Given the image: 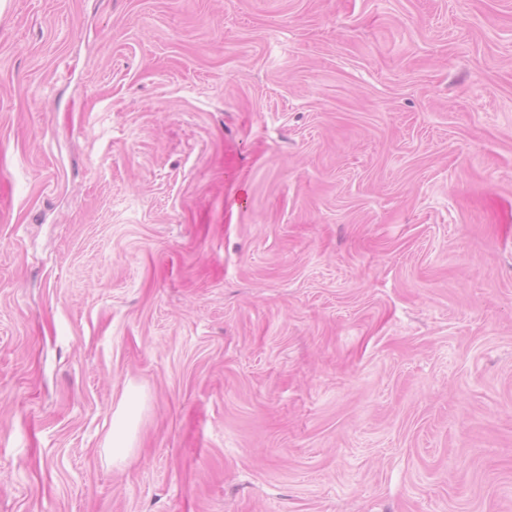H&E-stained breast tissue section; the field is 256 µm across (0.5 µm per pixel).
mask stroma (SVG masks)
I'll return each mask as SVG.
<instances>
[{
  "mask_svg": "<svg viewBox=\"0 0 512 512\" xmlns=\"http://www.w3.org/2000/svg\"><path fill=\"white\" fill-rule=\"evenodd\" d=\"M0 512H512V0H5ZM138 402L133 394L128 395L113 414L112 433L108 437L112 461L123 462L132 451V432L136 420Z\"/></svg>",
  "mask_w": 512,
  "mask_h": 512,
  "instance_id": "1",
  "label": "stroma"
}]
</instances>
